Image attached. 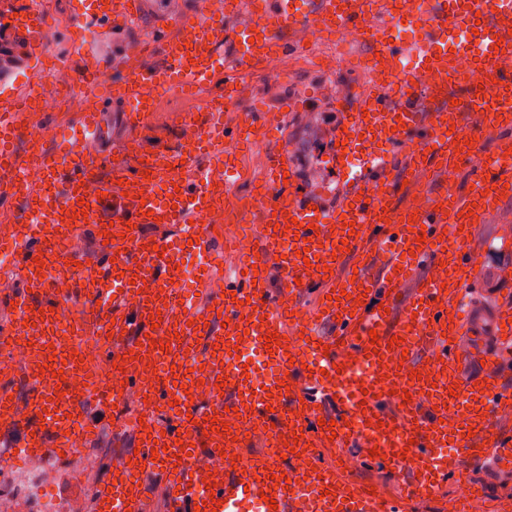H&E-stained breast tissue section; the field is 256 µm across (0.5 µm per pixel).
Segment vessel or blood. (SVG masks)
<instances>
[{
    "label": "vessel or blood",
    "instance_id": "1",
    "mask_svg": "<svg viewBox=\"0 0 512 512\" xmlns=\"http://www.w3.org/2000/svg\"><path fill=\"white\" fill-rule=\"evenodd\" d=\"M138 5L81 0L79 21L110 25L136 15ZM242 10L243 24L225 29V17ZM406 11L405 0H225L223 16H179L172 34L158 41L160 64L124 74L104 92L96 72H85L80 88L92 107L72 122L69 139L36 154L41 183L33 190L21 181L27 156L15 143L34 96L0 83V206L16 210L0 247L13 256L20 282L0 343L31 344L28 402L19 406L12 375L0 376V425L41 416L24 434V455L69 456L74 440L96 430L86 407L103 414L121 404L111 382L68 344L83 328L76 320L60 323L61 298L46 270L55 247L89 225L107 238L105 259L94 270L64 267L69 292L90 300V315L110 335L99 358H115L125 386L166 413L146 425L118 422V429H132L140 451L122 460L109 488L99 489L96 512H146L145 468L167 478L168 512H457L445 494L448 481L476 501L485 492L470 482L471 468L490 458L512 470V434L499 429L512 418V388L503 384L495 356L486 357L482 374L465 375L468 326L461 316L482 259L472 241L479 227L499 225L503 245L512 246V213L503 208L512 199V0H427L420 36L405 43L394 32ZM0 19L15 34L21 69L36 71L39 13L21 7ZM303 30L315 40L333 36L371 48L364 57L367 86L336 134L344 144L331 161L344 175L339 200L323 206L295 181H284V152L268 153L251 235L279 257L284 284L270 295L263 262L251 255L225 278L223 290L209 289L207 307H198L178 294L180 265L184 256L198 258L203 286L216 274L209 221L223 208L217 187L232 185L237 173L227 146L257 141L267 128L262 112L226 127L224 105L239 96L243 74L305 48V41L288 40ZM218 82L223 91L211 96L207 110L178 118L184 135L168 146L164 132L151 126L155 102ZM454 86L467 91L456 103L448 96ZM111 104L140 131L134 152L88 147L106 139ZM174 153L183 161L177 172L168 168ZM106 168L113 177L106 195L81 205L84 184ZM132 184L140 194L123 196V186ZM106 209L108 223L101 218ZM158 219L173 227V236L145 232ZM344 244L354 257L352 274L333 258ZM303 248L311 261L297 257ZM142 279L148 290L138 289ZM311 285L322 299L308 315L297 295ZM394 306L400 315H390ZM322 320L335 324V337L316 332ZM496 322L502 349L512 351V301L499 306ZM273 332L283 338L269 356L278 374L261 382L247 377L242 349L263 351ZM204 339L212 356L200 391L175 368ZM144 346L152 362L146 374L134 363ZM64 379L80 382L82 391L59 394ZM329 402L336 405L332 429L318 423ZM229 405L234 413H226ZM227 415L238 423L235 434L220 431ZM253 430L272 442L299 430L305 438L286 457L258 456L246 449ZM185 443L208 459L211 475L175 462ZM157 444L164 447L158 454ZM329 446L379 450L382 466L403 478L401 493L373 494L338 474L321 459ZM226 451L234 466H225ZM297 481L305 492L294 490ZM212 496L213 509L205 504Z\"/></svg>",
    "mask_w": 512,
    "mask_h": 512
}]
</instances>
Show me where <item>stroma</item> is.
I'll return each instance as SVG.
<instances>
[{
	"label": "stroma",
	"mask_w": 512,
	"mask_h": 512,
	"mask_svg": "<svg viewBox=\"0 0 512 512\" xmlns=\"http://www.w3.org/2000/svg\"><path fill=\"white\" fill-rule=\"evenodd\" d=\"M136 41L135 31L126 25L86 29L75 24L61 30L54 44L44 47L43 54L51 62L57 56L75 53L82 45L104 58L111 75L117 76ZM278 64L284 67V76L259 73L252 78L249 91L226 110L230 124L244 113L270 110L283 113L284 122L273 128L265 141L235 146L236 163L243 176L234 187L233 198L225 201V210L234 208L236 198L252 195L266 153L276 148L285 151L296 182L315 192L322 204L335 206L339 198V177L327 158L335 151L336 131L349 108L347 100L363 82L364 73L353 66L327 76L310 53L288 54ZM477 240L483 250V263L474 285L464 293V318L473 328L465 342L488 355L498 349L494 334L497 308L502 299L512 297V280L503 276L505 269L512 268V250L500 247L493 224L482 225ZM96 421L100 425L98 432L85 440L86 448L95 457L89 482L75 486L68 478L69 471L81 463L77 455L63 463L55 459L32 463L19 454L10 468L0 471V482L5 484L16 485L33 476L39 479L36 498L24 496L15 500L19 512H68L73 503L94 497L110 479L118 459L136 448L133 432L114 430L112 420L101 415ZM471 473L473 481L485 490L481 512H491L496 501L512 498V471L502 470L488 459L473 467Z\"/></svg>",
	"instance_id": "stroma-1"
}]
</instances>
